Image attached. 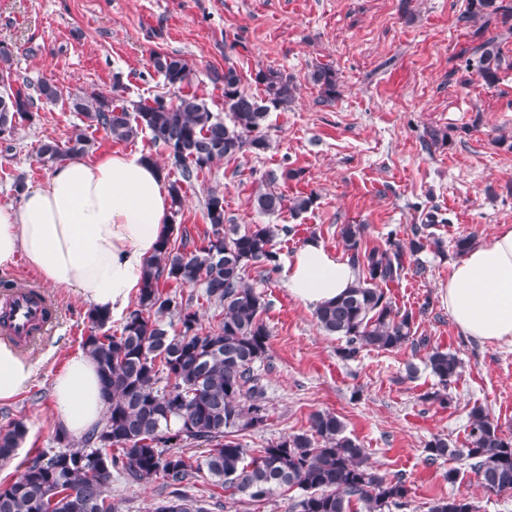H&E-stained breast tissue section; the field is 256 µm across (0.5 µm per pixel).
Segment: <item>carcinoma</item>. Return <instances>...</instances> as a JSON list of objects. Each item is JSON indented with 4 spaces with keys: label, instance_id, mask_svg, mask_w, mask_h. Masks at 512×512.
<instances>
[{
    "label": "carcinoma",
    "instance_id": "cac0c4a2",
    "mask_svg": "<svg viewBox=\"0 0 512 512\" xmlns=\"http://www.w3.org/2000/svg\"><path fill=\"white\" fill-rule=\"evenodd\" d=\"M461 20L472 29L479 44L472 48V67L488 85L512 68L497 39L485 37L490 28L512 32V0H468ZM13 51L0 47V138L10 137L19 123L32 119L36 102L59 98L55 83L36 87L17 85L12 69ZM155 72L166 85L179 89L190 68L176 54L155 53ZM210 81L222 86L224 111L229 121L213 112L194 93L176 101L157 95L149 103L114 106L99 95H76L69 107L88 126L102 128L115 140L141 133L168 152L179 178L170 184L171 209L183 205L182 187L225 158L265 151L269 147L263 125L269 112L284 108L294 97L290 76L268 68L255 74L262 94L240 88V76L231 66L213 69ZM323 100L336 99V71L327 65L310 73ZM34 92H29V89ZM89 139L83 131L64 142L41 144L39 156L56 164L86 152ZM254 206L273 215L284 205L272 186L257 190ZM206 218L210 224L201 245L188 235L171 241L162 238L149 262L136 307L112 331L108 313L90 312L91 331L83 349L95 360L107 402L103 426L78 448L58 436L61 448L38 452L19 478L0 483V512H113L110 500L112 474L130 484L162 481L177 488L203 470L230 496L252 501L268 499L283 490L301 491L292 512H407L410 488L401 479H389L367 463L366 451L346 434L343 422L331 412L318 411L308 432L287 435L249 456L239 441L245 431H260L268 421L265 387L256 372L267 358L270 332L262 315L263 293L246 279L251 266L272 273L279 267L273 240L278 228L251 224L240 228L224 223V196L207 193ZM363 226L343 224L340 237L353 265L362 269L347 291L316 309L319 327L345 341L340 355L351 360L366 350L393 351L410 344L428 347L425 337L413 333V315L394 308L384 285L400 279L403 247L366 249ZM179 287L199 286L206 300L224 309L218 327L205 331L192 298L160 289V280ZM426 366L448 388L458 376V358L437 347L426 355ZM467 446L452 448L435 438L427 445L428 459L458 456L470 462L484 489L512 492V439L501 432L480 406L469 414ZM27 428L15 422L0 430V461L14 456ZM188 441L209 445L207 455L195 459L180 451ZM151 512H206L199 500L175 493L153 504ZM428 512H478L469 494L439 498Z\"/></svg>",
    "mask_w": 512,
    "mask_h": 512
}]
</instances>
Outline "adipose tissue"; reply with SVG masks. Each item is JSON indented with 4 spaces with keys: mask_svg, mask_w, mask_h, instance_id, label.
Masks as SVG:
<instances>
[{
    "mask_svg": "<svg viewBox=\"0 0 512 512\" xmlns=\"http://www.w3.org/2000/svg\"><path fill=\"white\" fill-rule=\"evenodd\" d=\"M162 167L139 154L112 153L57 165L19 204L0 205V269L24 258L41 282L75 291L92 308L122 316L137 294L169 216ZM285 284L310 309L335 300L356 269L322 243L307 241L288 260ZM459 331L482 344L512 345V225H500L453 264L443 287ZM32 363L0 342V403L29 388ZM59 430L77 438L106 415L100 377L86 352L72 355L52 382Z\"/></svg>",
    "mask_w": 512,
    "mask_h": 512,
    "instance_id": "adipose-tissue-1",
    "label": "adipose tissue"
}]
</instances>
